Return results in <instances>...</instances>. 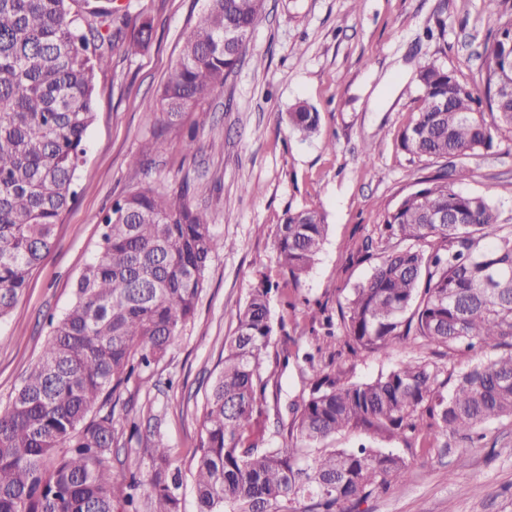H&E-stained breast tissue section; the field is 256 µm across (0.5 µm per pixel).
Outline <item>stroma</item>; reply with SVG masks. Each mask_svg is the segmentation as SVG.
<instances>
[{
	"instance_id": "1",
	"label": "stroma",
	"mask_w": 512,
	"mask_h": 512,
	"mask_svg": "<svg viewBox=\"0 0 512 512\" xmlns=\"http://www.w3.org/2000/svg\"><path fill=\"white\" fill-rule=\"evenodd\" d=\"M115 3L151 14L156 39L145 53L114 54L96 75L95 120L76 198L25 294L0 323L1 405L39 357L47 316L72 304L78 276L100 249L99 215L140 187L143 175L130 160L142 154L158 121L142 104L158 97L207 7L206 0ZM509 10L512 0L494 10L486 0H265L268 19L241 64L192 117L200 152L185 155L184 131L174 127L152 154L154 185L164 191L189 181L191 204L207 211L214 232L234 247L211 257L194 318L151 374L158 388L139 393L132 410L115 411L119 458L137 478L147 480L148 457L129 433L131 411L160 415L175 467L186 477L194 472L205 392L236 311L263 279H280L275 233L288 208L323 211L329 230L300 285L271 293L272 348L288 352L287 367L276 370L280 407L309 382L304 353L351 382L373 379L404 359L402 349L351 354L342 330H328L326 322L337 319L339 301L371 273V263L357 259L358 245L376 236L386 210L428 173L398 142L418 107L417 69L436 61L482 93V45L497 13ZM300 103L319 112L318 129L307 136L288 123ZM367 144L375 149L369 164ZM466 164L470 174L459 190L491 195L503 223L512 225V135L502 134L491 151ZM363 444L399 453L410 472L402 486L348 512H512V420L495 422L475 444L442 436L432 447L409 448L360 431L334 440L338 448Z\"/></svg>"
}]
</instances>
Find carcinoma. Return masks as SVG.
Wrapping results in <instances>:
<instances>
[{
    "mask_svg": "<svg viewBox=\"0 0 512 512\" xmlns=\"http://www.w3.org/2000/svg\"><path fill=\"white\" fill-rule=\"evenodd\" d=\"M267 20L263 0H208L184 40L159 98L163 126L198 112L237 67L224 47L232 30L247 45ZM153 18L112 0H0V321L49 253L56 224L74 199L75 173L95 117L96 72L114 49H149ZM485 98L434 61L419 68L418 111L399 134L420 162H444L402 196L378 227L383 245L370 276L339 305L352 351L506 347L452 378L430 356L400 362L375 379L344 382L304 355L314 382L269 429L264 364L272 346L271 286L236 313L234 335L205 394L192 491L196 512H345L379 489L401 484L410 463L384 448H332L350 429L424 445L444 434L479 435L512 419V225L487 195L457 183L462 159L512 133V16L483 47ZM492 120H486L485 114ZM294 129L316 130L319 113L300 104ZM145 180L100 218L99 253L75 284L37 362L10 402L0 405V512H183L182 477L159 422L148 417L144 449L149 493L114 467V412L129 385L167 356L193 319L211 255L234 243L188 201ZM439 214L448 223L434 224ZM326 214L289 208L277 225L280 267L295 285L313 267ZM398 244H391V240ZM367 239L361 259L374 256ZM288 434V444L274 436Z\"/></svg>",
    "mask_w": 512,
    "mask_h": 512,
    "instance_id": "cac0c4a2",
    "label": "carcinoma"
}]
</instances>
